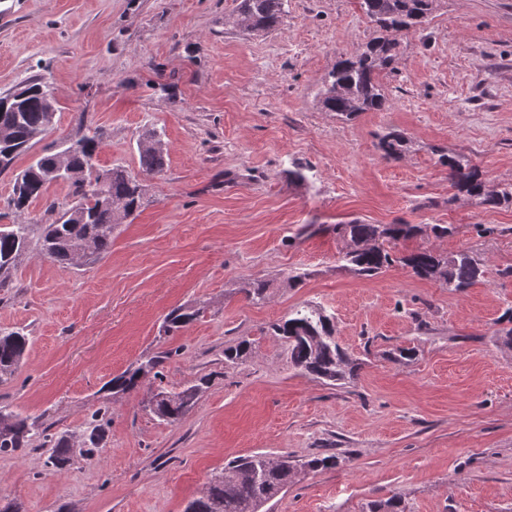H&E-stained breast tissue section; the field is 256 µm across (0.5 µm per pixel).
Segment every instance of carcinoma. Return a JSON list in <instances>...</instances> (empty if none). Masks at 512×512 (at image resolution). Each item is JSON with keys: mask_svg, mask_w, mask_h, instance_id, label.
Instances as JSON below:
<instances>
[{"mask_svg": "<svg viewBox=\"0 0 512 512\" xmlns=\"http://www.w3.org/2000/svg\"><path fill=\"white\" fill-rule=\"evenodd\" d=\"M286 0H239L235 20H246L253 33H268L284 20ZM365 17L375 28L373 37L353 58H340L325 76L316 94L317 103L326 112L349 119L362 112L383 110L388 97L382 77L395 71L400 53L397 36L423 28L436 11L441 0H358ZM43 83L36 76L19 89L22 99L16 109L0 113V132L7 133L16 151L9 159L30 152L48 132L45 125L46 102L40 88ZM77 152L74 166L88 156L97 155L100 137L94 134L75 140ZM407 140L400 133H389L380 142L386 158H397L406 150ZM140 167L151 175L164 169L165 157L157 132H144L138 142ZM442 165L448 167V181L457 192L477 200L482 205L512 203V188L499 189L489 184L469 157L443 153ZM56 155H40L34 164L19 171L24 188L11 198L18 211L26 210L33 200L42 197L54 179L47 176L54 169ZM111 177L106 192L111 202L97 199V188L91 181L76 184L78 201L65 210L52 224L46 226L42 237L43 249L58 263L75 264L82 259L81 252L91 247L87 260L100 258L110 248L116 224L133 215L141 207L142 192L137 177L121 168L110 169ZM27 224L0 227V286L6 282L11 269L28 246ZM422 232L416 224H368L353 219L336 225V233L347 238L353 248L342 259L353 265L359 274L367 277L381 273L399 262L421 278L433 279L450 293H460L484 277V266L466 249L442 257L421 249L398 257L378 244L388 240L394 243L410 239ZM241 291L254 304L266 300L267 284L261 280L246 283ZM203 309L179 307L164 320L165 332L175 334L193 323ZM276 336L288 341L291 363L306 375L333 385L355 376L356 364L347 356L334 336L330 316L317 305L303 304L292 309L288 316L271 325ZM30 339L23 330L0 327V381L13 375L29 346ZM252 350V342L242 337L236 344L224 349V361L243 362ZM161 356L148 354L112 378L110 389L129 392L138 388L141 379L154 372ZM200 387L191 385L178 392H152L156 400L154 415L164 421L175 422L194 408ZM4 419L0 429V453L31 449L34 442L48 448L53 454L48 464L56 470L69 462V440L53 438L38 430L29 417L0 406ZM340 464L335 454L314 456L304 462L306 469H331ZM300 471L296 460L288 455L271 458L257 453L239 457L228 463L224 472L214 476L201 495L192 500L185 512H257L258 508L288 489L296 482Z\"/></svg>", "mask_w": 512, "mask_h": 512, "instance_id": "cac0c4a2", "label": "carcinoma"}]
</instances>
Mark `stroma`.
<instances>
[{
	"instance_id": "stroma-1",
	"label": "stroma",
	"mask_w": 512,
	"mask_h": 512,
	"mask_svg": "<svg viewBox=\"0 0 512 512\" xmlns=\"http://www.w3.org/2000/svg\"><path fill=\"white\" fill-rule=\"evenodd\" d=\"M238 0H0V93L42 75L57 100L53 129L34 148L100 133L96 164L139 176L143 205L100 259L62 265L41 247L46 224L77 200L50 184L19 212L15 171L0 172V225L25 224L29 244L0 288V326L31 345L0 405L71 442L60 472L45 449L0 454V501L19 512H184L226 463L253 453L310 458L266 512H368L398 495L404 512H512V204L455 196L442 151L472 159L494 186H512V0H443L402 39L383 80L382 111L346 121L315 95L341 57L375 31L358 0H287L283 24L248 34L230 19ZM170 92H162V85ZM160 132L162 172L141 173L138 140ZM408 149L385 160L379 139ZM309 180L288 179L293 164ZM451 224L395 252L467 249L486 273L464 292L396 264L367 278L341 261L337 224ZM304 284L289 287L292 272ZM266 282L252 304L242 286ZM311 303L333 316L359 364L326 384L294 368L271 324ZM201 309L164 334L173 308ZM253 343L245 362L224 350ZM413 349L411 362L391 353ZM167 357L143 388L106 382L141 355ZM206 378L198 404L169 423L148 391ZM98 419V448L83 430Z\"/></svg>"
}]
</instances>
